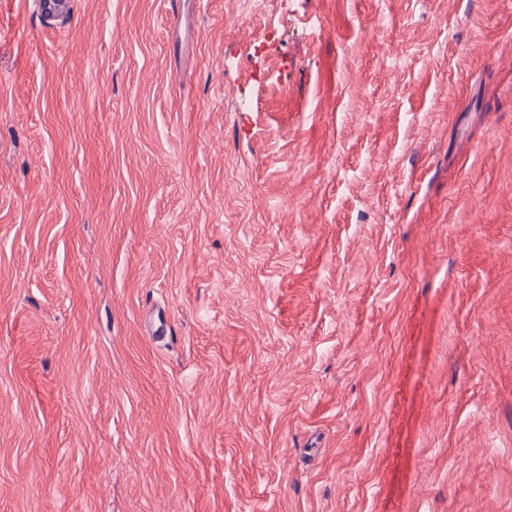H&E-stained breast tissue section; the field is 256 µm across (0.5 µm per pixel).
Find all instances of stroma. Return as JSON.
I'll return each mask as SVG.
<instances>
[{
	"instance_id": "obj_1",
	"label": "stroma",
	"mask_w": 512,
	"mask_h": 512,
	"mask_svg": "<svg viewBox=\"0 0 512 512\" xmlns=\"http://www.w3.org/2000/svg\"><path fill=\"white\" fill-rule=\"evenodd\" d=\"M44 2L0 512H512V0Z\"/></svg>"
}]
</instances>
